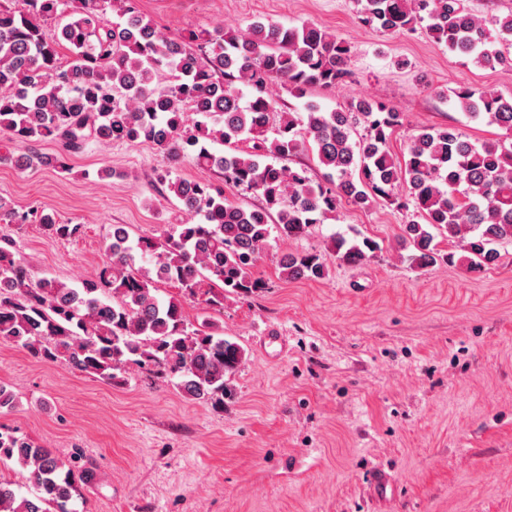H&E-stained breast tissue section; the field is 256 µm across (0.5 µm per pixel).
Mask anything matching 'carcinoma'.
Listing matches in <instances>:
<instances>
[{"label": "carcinoma", "instance_id": "1", "mask_svg": "<svg viewBox=\"0 0 512 512\" xmlns=\"http://www.w3.org/2000/svg\"><path fill=\"white\" fill-rule=\"evenodd\" d=\"M7 2L0 0V136L19 152L0 159L67 171L90 140L148 143L168 163L157 181L187 213L200 216L157 237L133 239L112 225L107 260L77 286L37 276L14 242L0 238V339L36 359L109 384L136 367L191 400L222 404L234 396L231 377L246 350L206 319L187 322L184 301L204 283L207 308L263 292L253 268L271 233L299 238L343 203L366 208L382 198L413 206L423 219L403 225L399 235L412 268L442 256L439 237L463 242V255L442 257L472 271L496 266L497 245L512 243V100L490 89L463 83L452 97L467 118L498 126L510 142H472L457 126H431L409 137L400 160L389 143L401 113L367 98L332 111L307 99L311 89L335 88L352 76V47L316 25L256 22L244 32L218 26L172 35L146 19L138 0H76V18L49 36L45 24L61 14L63 0H25L24 12ZM357 2L369 26L394 33L424 22L451 54L484 68L512 64V12L496 17L491 32L462 0ZM112 11L118 19L109 22ZM63 42L71 53L65 62L58 51ZM274 84L303 100L302 108L282 110L270 92ZM359 126L364 134L356 140ZM44 140L60 149L31 150ZM214 143L229 151L212 150ZM240 143L247 149H238ZM309 144L325 169L320 181L304 165L276 163ZM185 158L218 170L260 205L244 208L224 197L221 186L173 176ZM0 223H37L61 239L82 233L80 224L1 200ZM331 250L357 263L380 247L356 232L351 240L331 236ZM279 270L287 281L329 274L325 255L315 252L287 253ZM168 282L178 293L162 297L157 284ZM4 461L28 471L35 491L23 496L0 475V512H71L74 465L0 430Z\"/></svg>", "mask_w": 512, "mask_h": 512}]
</instances>
